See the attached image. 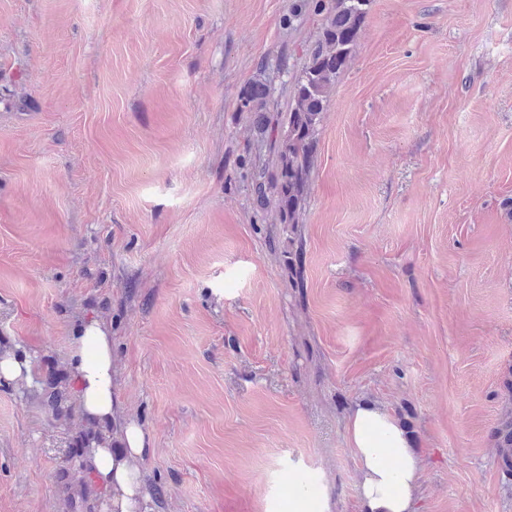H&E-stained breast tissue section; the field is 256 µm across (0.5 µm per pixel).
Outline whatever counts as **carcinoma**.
<instances>
[{
  "label": "carcinoma",
  "instance_id": "1",
  "mask_svg": "<svg viewBox=\"0 0 512 512\" xmlns=\"http://www.w3.org/2000/svg\"><path fill=\"white\" fill-rule=\"evenodd\" d=\"M370 0H333L326 8L324 0H316L314 8L329 10V16L318 38L308 52V60L295 78L287 123L282 125L268 115L267 106L274 88L266 80L247 83L238 96V111L254 117V124L269 131L273 168L252 164V193L265 206L275 201V220L280 224H298L305 208L310 172L316 151V135L328 106L336 81L347 68L367 14ZM58 371L49 368L34 374L42 386L47 403L54 409L62 399L58 391ZM100 435L82 427L68 441L61 472L83 488L91 482L89 469L71 463L81 458L80 448H88ZM498 447L502 448L501 466L512 472V411L504 414L497 427Z\"/></svg>",
  "mask_w": 512,
  "mask_h": 512
}]
</instances>
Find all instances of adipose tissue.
I'll use <instances>...</instances> for the list:
<instances>
[{"mask_svg":"<svg viewBox=\"0 0 512 512\" xmlns=\"http://www.w3.org/2000/svg\"><path fill=\"white\" fill-rule=\"evenodd\" d=\"M68 370L82 417L105 438L86 454L95 491L112 512H139L148 498L141 465L150 438L135 420L115 422L112 338L104 320L81 326ZM346 432L358 461L362 512H417L424 462L397 418L383 406L361 403L352 410Z\"/></svg>","mask_w":512,"mask_h":512,"instance_id":"1","label":"adipose tissue"}]
</instances>
